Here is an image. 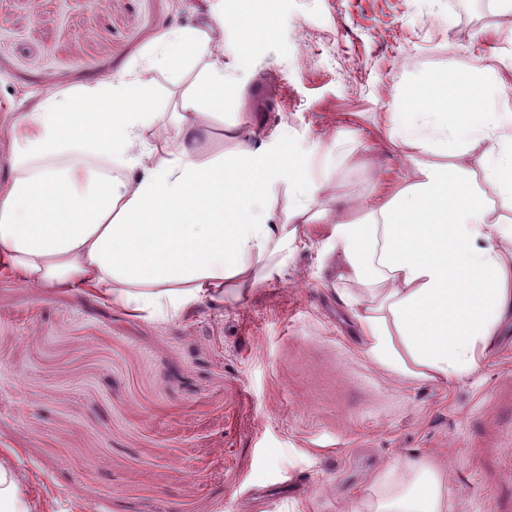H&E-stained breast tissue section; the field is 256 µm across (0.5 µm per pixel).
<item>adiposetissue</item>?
I'll return each mask as SVG.
<instances>
[{"label": "adipose tissue", "mask_w": 512, "mask_h": 512, "mask_svg": "<svg viewBox=\"0 0 512 512\" xmlns=\"http://www.w3.org/2000/svg\"><path fill=\"white\" fill-rule=\"evenodd\" d=\"M262 0L232 15L169 26L147 63L90 85L50 87L15 113L12 181L0 190V275L28 288H77L137 317L176 318L281 273L306 247L307 226H330L336 278L367 352L398 372L457 377L491 353L512 318V219L497 215L477 177L512 197V56L491 53L468 79L419 84V115L391 113V133L418 153L412 177L365 217L321 209L325 182L290 154L268 158L249 114L211 147L228 92L224 33L271 31ZM195 72L160 135H151L153 72ZM288 184L286 202L267 192ZM406 487L366 512H447L446 475L407 465Z\"/></svg>", "instance_id": "1"}]
</instances>
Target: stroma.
<instances>
[{"label":"stroma","mask_w":512,"mask_h":512,"mask_svg":"<svg viewBox=\"0 0 512 512\" xmlns=\"http://www.w3.org/2000/svg\"><path fill=\"white\" fill-rule=\"evenodd\" d=\"M235 0H0V184L13 113L48 85L141 64L164 26ZM230 68L268 155L304 156L362 217L408 179L388 117L415 83L512 54L498 0H264ZM330 227L281 274L169 321L0 277V464L28 512H351L390 468H443L448 512H512V323L460 377L372 358L329 267Z\"/></svg>","instance_id":"35a3bbf8"}]
</instances>
